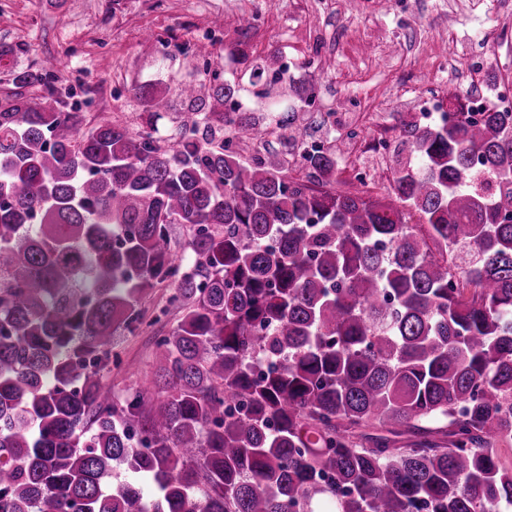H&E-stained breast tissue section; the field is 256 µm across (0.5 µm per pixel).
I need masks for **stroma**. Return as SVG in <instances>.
<instances>
[{
	"mask_svg": "<svg viewBox=\"0 0 512 512\" xmlns=\"http://www.w3.org/2000/svg\"><path fill=\"white\" fill-rule=\"evenodd\" d=\"M250 18L242 31L241 18ZM512 0H0V106L15 87L16 73H40L45 58L60 62L55 77L29 86L33 95L51 90L77 92L87 125L112 119L137 128L147 116L132 94L150 85L175 95L205 66L225 80L262 68L256 93L242 96L246 111L263 114L261 92L273 88L285 57L302 67L295 79L307 81L315 104L291 105L300 114L315 109L337 112L351 99L357 110L344 112L358 135L398 114L409 121L408 101L425 90L445 87L470 95L465 80L473 60L490 51L512 78ZM210 45L209 60L191 59L195 44ZM455 51L456 79L432 69L434 57ZM342 111V110H341ZM168 287L145 297V324L121 332L103 383L116 398L150 387L156 358L154 339L171 334L180 315L160 316Z\"/></svg>",
	"mask_w": 512,
	"mask_h": 512,
	"instance_id": "obj_1",
	"label": "stroma"
}]
</instances>
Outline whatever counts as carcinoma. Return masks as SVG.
Masks as SVG:
<instances>
[{
  "mask_svg": "<svg viewBox=\"0 0 512 512\" xmlns=\"http://www.w3.org/2000/svg\"><path fill=\"white\" fill-rule=\"evenodd\" d=\"M243 90L136 88L173 142L51 96L0 110V512L511 508L512 112L472 120L448 92L457 119L403 127L374 196L336 189L333 149L302 177L242 156ZM270 114L304 141L295 109ZM165 282L182 316L155 396L119 404L112 344Z\"/></svg>",
  "mask_w": 512,
  "mask_h": 512,
  "instance_id": "1",
  "label": "carcinoma"
}]
</instances>
